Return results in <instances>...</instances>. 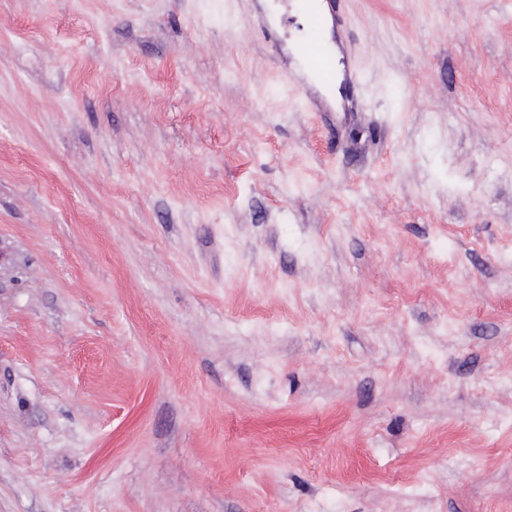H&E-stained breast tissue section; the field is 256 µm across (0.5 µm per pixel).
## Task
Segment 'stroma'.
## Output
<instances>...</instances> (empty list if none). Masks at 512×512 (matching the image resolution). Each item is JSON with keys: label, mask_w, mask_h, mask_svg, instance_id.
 <instances>
[{"label": "stroma", "mask_w": 512, "mask_h": 512, "mask_svg": "<svg viewBox=\"0 0 512 512\" xmlns=\"http://www.w3.org/2000/svg\"><path fill=\"white\" fill-rule=\"evenodd\" d=\"M335 9L0 0V512H512V0ZM305 55L307 57L303 60L313 79L319 84L332 89L334 80L326 81L321 76L330 78L336 72V54L331 43L328 41L325 46L322 41H312L308 45Z\"/></svg>", "instance_id": "35a3bbf8"}]
</instances>
